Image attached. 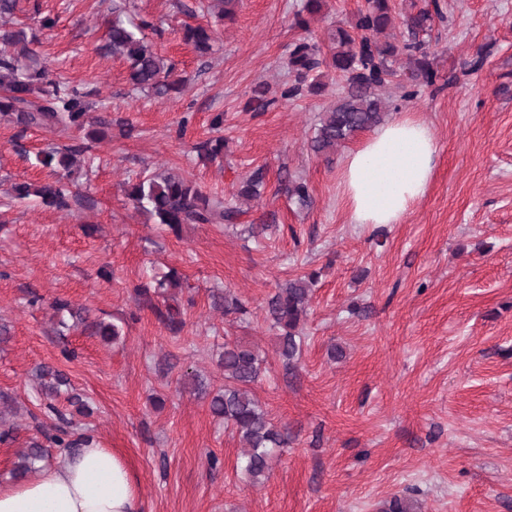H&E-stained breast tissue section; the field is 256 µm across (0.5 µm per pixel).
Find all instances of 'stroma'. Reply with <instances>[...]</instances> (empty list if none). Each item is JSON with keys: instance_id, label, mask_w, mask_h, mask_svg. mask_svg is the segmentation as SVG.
<instances>
[{"instance_id": "35a3bbf8", "label": "stroma", "mask_w": 512, "mask_h": 512, "mask_svg": "<svg viewBox=\"0 0 512 512\" xmlns=\"http://www.w3.org/2000/svg\"><path fill=\"white\" fill-rule=\"evenodd\" d=\"M154 27L156 52L190 83L159 99L133 91L123 60L103 51L112 0H20L13 19L35 30L49 68L85 93L91 117L112 125L74 168L81 197L70 209L12 201L13 183L41 182L48 147L85 139L75 129H31L13 143L0 119V393L18 411L15 438L0 443V483L19 450L38 441L57 455V421L32 380L42 365L63 372L91 413L73 431L95 432L140 482L141 512H383L405 497L415 512H512V0H444L431 32L435 86L403 97L390 86L392 114L427 123L438 145L434 178L401 223H352L340 186L355 134L330 157L308 147L313 128L342 93L326 72L324 92L288 101L293 42L327 43L336 22L351 25L365 0H326L309 29L296 23L303 0H241L199 56L185 25L207 24L198 0H133ZM55 17L40 28L34 9ZM481 68H473L476 58ZM276 104L248 109L256 86ZM223 113V159L193 151ZM266 189L244 223L163 230L133 207L126 184L170 169L204 192L232 198L256 169ZM304 179L314 205L299 207L280 186ZM176 271L172 293L185 310L174 334L134 287ZM315 272L307 336L296 368L274 351L265 305L278 283ZM248 301L249 324L211 307L214 290ZM64 297L93 320L122 325L118 343L73 328L58 333L51 303ZM237 336L266 355L255 393L288 445L270 475L252 485L237 466V434L209 409L224 385L217 354ZM341 357L331 359V348ZM208 384L183 387L185 372Z\"/></svg>"}]
</instances>
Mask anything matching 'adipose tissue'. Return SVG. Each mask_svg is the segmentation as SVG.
Masks as SVG:
<instances>
[{
	"label": "adipose tissue",
	"instance_id": "ef3b65f1",
	"mask_svg": "<svg viewBox=\"0 0 512 512\" xmlns=\"http://www.w3.org/2000/svg\"><path fill=\"white\" fill-rule=\"evenodd\" d=\"M437 145L411 113L375 128L345 160L344 200L356 224H397L428 191ZM141 496L126 460L97 437L27 479L0 484V512H140Z\"/></svg>",
	"mask_w": 512,
	"mask_h": 512
}]
</instances>
